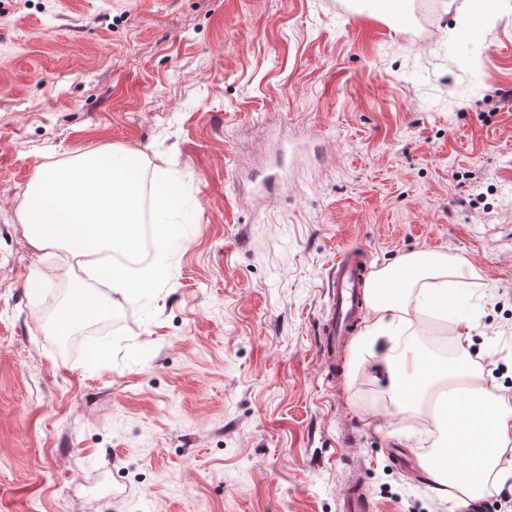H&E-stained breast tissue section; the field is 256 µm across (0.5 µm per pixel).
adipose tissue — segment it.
Wrapping results in <instances>:
<instances>
[{"mask_svg":"<svg viewBox=\"0 0 512 512\" xmlns=\"http://www.w3.org/2000/svg\"><path fill=\"white\" fill-rule=\"evenodd\" d=\"M455 263L445 253L421 250L407 256L400 265L377 271L370 284L371 322L363 338L366 347H379L380 361L393 380L397 398L413 400L420 389L442 376H458L462 393L449 394L446 405L458 419L455 433L443 453V464L432 469L435 481H442L449 466L460 464L471 480L468 487L479 491L481 476L495 466L500 450L512 438V406L488 395L482 368L458 360L432 365L421 354L399 341L400 327L412 315L429 307L447 308L451 301L446 277ZM470 397L459 405L460 394Z\"/></svg>","mask_w":512,"mask_h":512,"instance_id":"obj_1","label":"adipose tissue"}]
</instances>
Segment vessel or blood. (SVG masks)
<instances>
[{
    "mask_svg": "<svg viewBox=\"0 0 512 512\" xmlns=\"http://www.w3.org/2000/svg\"><path fill=\"white\" fill-rule=\"evenodd\" d=\"M366 252L349 246L339 252L327 284V303L318 326L316 355L326 384H334L343 372L349 340L361 324L366 309ZM373 504L363 481L348 475L342 512H372Z\"/></svg>",
    "mask_w": 512,
    "mask_h": 512,
    "instance_id": "b4317fda",
    "label": "vessel or blood"
}]
</instances>
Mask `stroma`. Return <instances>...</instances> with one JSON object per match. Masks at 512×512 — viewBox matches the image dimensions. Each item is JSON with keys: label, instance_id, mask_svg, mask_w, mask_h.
Wrapping results in <instances>:
<instances>
[{"label": "stroma", "instance_id": "1", "mask_svg": "<svg viewBox=\"0 0 512 512\" xmlns=\"http://www.w3.org/2000/svg\"><path fill=\"white\" fill-rule=\"evenodd\" d=\"M435 2L0 0V512H341L354 468L375 512H470L391 461L435 447L447 380L413 409L361 336L335 389L316 356L338 251H442L464 308L400 338L430 359L449 325L512 404V0L463 40V0ZM107 145L186 190L167 284L28 293L63 256L22 223L34 174ZM79 286L106 307L92 362L45 316Z\"/></svg>", "mask_w": 512, "mask_h": 512}]
</instances>
